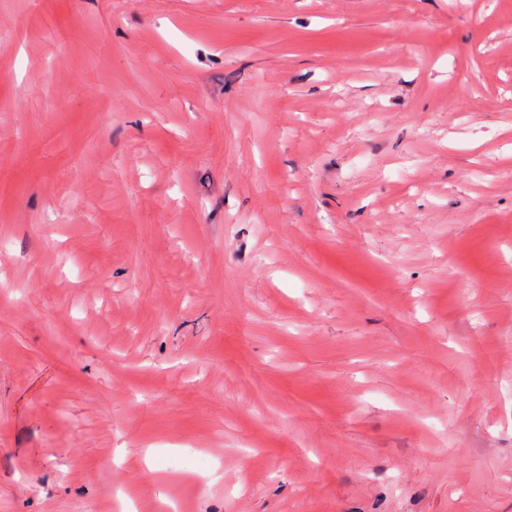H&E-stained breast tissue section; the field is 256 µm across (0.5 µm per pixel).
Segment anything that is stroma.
Instances as JSON below:
<instances>
[{
	"label": "stroma",
	"instance_id": "35a3bbf8",
	"mask_svg": "<svg viewBox=\"0 0 512 512\" xmlns=\"http://www.w3.org/2000/svg\"><path fill=\"white\" fill-rule=\"evenodd\" d=\"M0 512H512V0H0Z\"/></svg>",
	"mask_w": 512,
	"mask_h": 512
}]
</instances>
